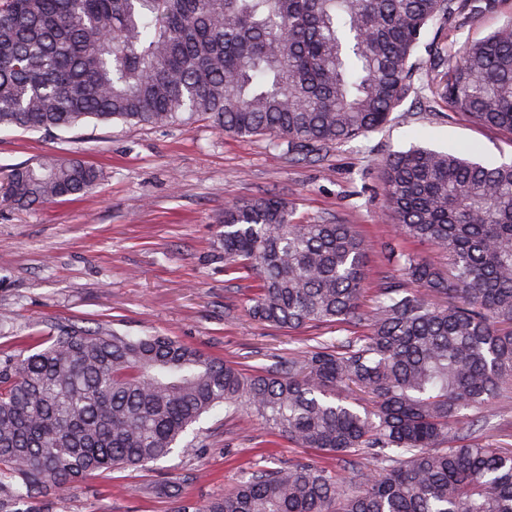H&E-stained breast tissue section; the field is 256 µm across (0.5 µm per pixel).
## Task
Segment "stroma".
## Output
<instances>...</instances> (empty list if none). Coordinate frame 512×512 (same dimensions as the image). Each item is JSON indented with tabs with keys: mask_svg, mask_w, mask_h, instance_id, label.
Listing matches in <instances>:
<instances>
[{
	"mask_svg": "<svg viewBox=\"0 0 512 512\" xmlns=\"http://www.w3.org/2000/svg\"><path fill=\"white\" fill-rule=\"evenodd\" d=\"M512 18V0L468 22L428 29L413 56L419 93L409 95L388 123L373 132L301 159L265 135L239 137L199 116L187 123L138 126L86 123L76 129L0 130V175L46 157H75L99 168L94 193L30 209L0 205V356L7 340L57 325L105 324L126 336L161 333L233 362L243 372L267 370L296 357L304 338L343 337L339 323L288 330L255 320L252 291L224 273L214 250L224 209L275 195L303 222L352 225L369 244V284L362 298L372 313L379 282L401 281L389 249L445 267L435 246L400 236L382 190L385 159L413 147L467 150L486 166L512 162V136L473 124L450 111L429 71V45L449 51L486 36ZM193 450L137 470H117L47 497L51 512H175L163 494L182 480L192 501L231 490L254 470L303 460L343 476L368 472L369 457L351 469L335 457L279 437L254 412L205 418Z\"/></svg>",
	"mask_w": 512,
	"mask_h": 512,
	"instance_id": "1",
	"label": "stroma"
}]
</instances>
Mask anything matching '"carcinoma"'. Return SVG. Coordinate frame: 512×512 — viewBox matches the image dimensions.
Wrapping results in <instances>:
<instances>
[{
	"label": "carcinoma",
	"mask_w": 512,
	"mask_h": 512,
	"mask_svg": "<svg viewBox=\"0 0 512 512\" xmlns=\"http://www.w3.org/2000/svg\"><path fill=\"white\" fill-rule=\"evenodd\" d=\"M498 0H0V129L89 121L164 126L204 114L240 136L320 150L383 127L413 89L410 60L436 23ZM437 94L469 121L512 136V19L437 47ZM406 238L448 255V273L410 253L418 283L377 288L370 332L308 338L297 358L248 374L169 336H122L77 321L47 345L0 359V512L47 490L137 469L193 443L224 406L249 408L300 448L373 468L360 485L299 461L261 469L177 512H512V448L457 427L512 394V163L484 166L413 148L384 164ZM103 172L77 158L20 164L0 204L85 195ZM224 273L256 282L254 317L288 329L359 325L366 243L349 224H301L281 199L224 209ZM374 398L370 411L340 394Z\"/></svg>",
	"instance_id": "1"
}]
</instances>
